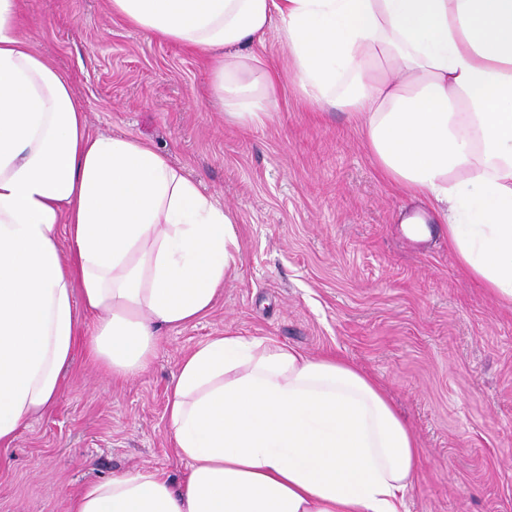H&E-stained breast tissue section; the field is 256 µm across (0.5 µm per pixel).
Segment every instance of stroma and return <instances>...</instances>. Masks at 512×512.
I'll list each match as a JSON object with an SVG mask.
<instances>
[{"instance_id": "stroma-1", "label": "stroma", "mask_w": 512, "mask_h": 512, "mask_svg": "<svg viewBox=\"0 0 512 512\" xmlns=\"http://www.w3.org/2000/svg\"><path fill=\"white\" fill-rule=\"evenodd\" d=\"M21 11L93 132L150 143L236 214L241 262L139 376L112 379L76 347L51 411L0 447V512H69L77 487L142 468L180 483L168 387L185 352L225 332L335 352L375 379L422 449L409 512H512V310L460 268L428 203L381 174L348 115L304 102L275 35L252 47L283 73L275 117L247 130L212 105L203 54L128 26L109 0ZM414 214L429 237L405 233Z\"/></svg>"}]
</instances>
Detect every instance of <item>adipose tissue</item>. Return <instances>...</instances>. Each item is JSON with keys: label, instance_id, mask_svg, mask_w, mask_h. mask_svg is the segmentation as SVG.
Instances as JSON below:
<instances>
[{"label": "adipose tissue", "instance_id": "adipose-tissue-1", "mask_svg": "<svg viewBox=\"0 0 512 512\" xmlns=\"http://www.w3.org/2000/svg\"><path fill=\"white\" fill-rule=\"evenodd\" d=\"M206 54L226 117L260 127L280 75L341 109L381 171L429 202L461 268L512 307V0H110ZM0 0V447L57 398L78 342L129 379L162 330L208 315L240 261L236 217L150 144L94 135L69 80ZM93 320L83 332L82 316ZM189 471L85 485L71 512H406L421 466L380 386L334 353L225 333L185 354L166 408Z\"/></svg>", "mask_w": 512, "mask_h": 512}]
</instances>
